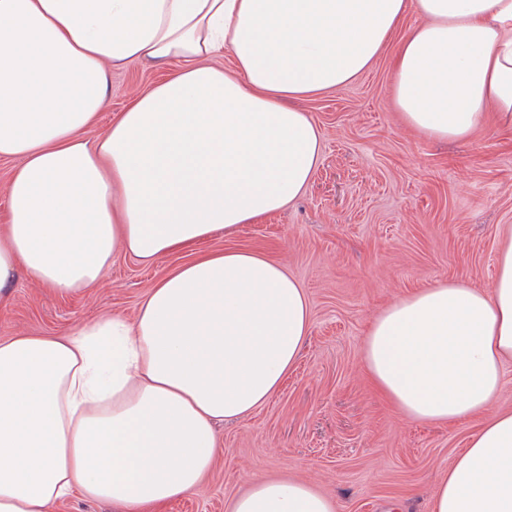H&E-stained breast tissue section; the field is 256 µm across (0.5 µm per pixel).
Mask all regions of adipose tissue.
Here are the masks:
<instances>
[{"instance_id": "adipose-tissue-1", "label": "adipose tissue", "mask_w": 512, "mask_h": 512, "mask_svg": "<svg viewBox=\"0 0 512 512\" xmlns=\"http://www.w3.org/2000/svg\"><path fill=\"white\" fill-rule=\"evenodd\" d=\"M393 48V105L426 136L512 131V0H0V311L26 278L96 287L285 208L322 136L295 100L340 90ZM230 52L233 65H215ZM177 62L87 139L113 70ZM312 325L304 289L268 256L227 248L174 268L133 318L0 340V512L72 495L160 512L220 454L215 424L280 389ZM407 418L483 422L431 512H512V411L485 416L512 359V231L488 289L443 282L388 305L362 350ZM230 512H336L299 480L262 479Z\"/></svg>"}]
</instances>
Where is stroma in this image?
Here are the masks:
<instances>
[{"label":"stroma","mask_w":512,"mask_h":512,"mask_svg":"<svg viewBox=\"0 0 512 512\" xmlns=\"http://www.w3.org/2000/svg\"><path fill=\"white\" fill-rule=\"evenodd\" d=\"M169 67L112 72L109 106L90 136L166 78ZM319 126L320 164L287 208L233 234L144 265L118 256L97 286L57 295L18 279L0 339L57 335L119 314L132 317L146 292L193 254L224 248L267 253L304 288L312 327L296 365L267 404L218 426L221 453L192 494L165 512H227L265 477H296L331 496L337 512H429L438 483L480 425L408 420L369 381L363 340L390 303L457 281L490 288L499 231L512 225V134L485 124L459 141L409 128L392 103L388 57L337 92L298 100Z\"/></svg>","instance_id":"1"}]
</instances>
